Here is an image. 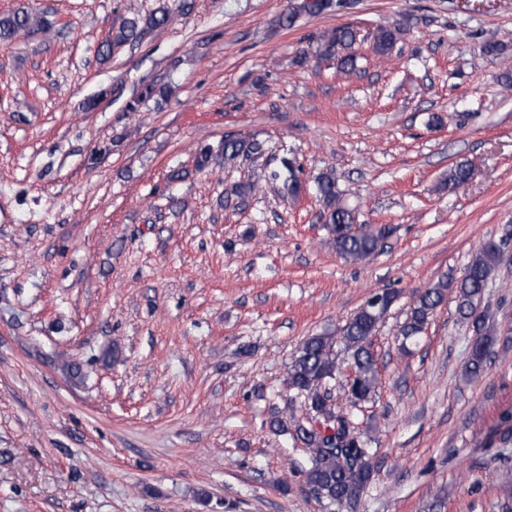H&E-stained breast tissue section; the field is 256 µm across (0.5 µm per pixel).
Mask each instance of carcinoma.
Listing matches in <instances>:
<instances>
[{
  "instance_id": "carcinoma-1",
  "label": "carcinoma",
  "mask_w": 512,
  "mask_h": 512,
  "mask_svg": "<svg viewBox=\"0 0 512 512\" xmlns=\"http://www.w3.org/2000/svg\"><path fill=\"white\" fill-rule=\"evenodd\" d=\"M341 6L340 0H315L312 4L302 0L291 6L282 17V24L291 27L304 12L319 14ZM169 21L170 14L165 10L146 17L126 19L113 32L112 39L101 47L100 56L109 59L112 46L135 43L145 31L162 28ZM46 24L47 20L43 16L25 10L0 15V42H7L21 32L41 28ZM400 31L401 28L396 25L377 27L370 34L374 50L381 55L390 53L397 44ZM356 41L357 32L353 28L340 26L319 38L316 56L324 60H335L340 70L349 71L355 63L351 49ZM261 151L262 146L257 141L228 136L216 150L209 146L200 149L196 167L203 171L219 158L224 159V164L232 165L243 156L259 155ZM283 167L286 170L284 185L292 196H300L304 185L295 166L286 160ZM471 176L472 169L465 163H458L448 171V185L465 183ZM316 197L323 206L325 224L331 235L330 243L341 257L356 262L376 251L386 229H374L362 224L359 230H353L352 226L357 223L356 213L343 202L332 175L323 174L317 178ZM511 265V249L496 240L486 241L468 263L460 280H441L417 294L410 314L401 325L403 341H419L429 318L441 305L447 292L453 289L460 321L472 324L475 333L466 370L472 378L481 376L498 330L486 316L477 313L478 302L488 288L493 273L502 266ZM395 301L396 294L391 291L375 292L339 328L340 341L350 354L354 368V375L346 385V396L353 406L368 400L377 387L373 336ZM335 344L333 337L325 334L306 338L288 368L285 385L303 399L304 407L314 418L330 429V432L323 433L309 423H296L294 438L311 450L310 464L305 470L306 485L318 498L341 510L356 505L373 478V469L366 442L356 430L352 415L336 410L332 388L327 386V382L335 379L338 371Z\"/></svg>"
}]
</instances>
